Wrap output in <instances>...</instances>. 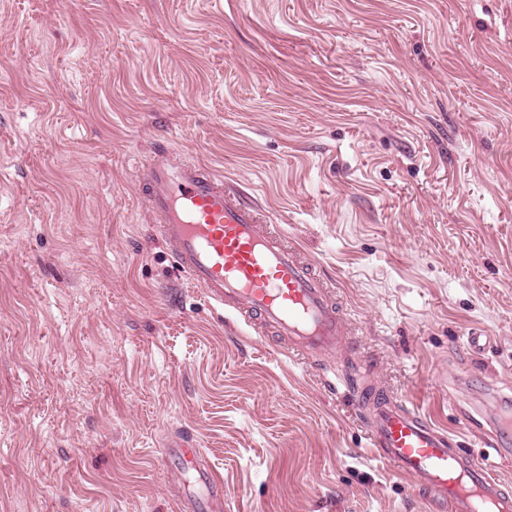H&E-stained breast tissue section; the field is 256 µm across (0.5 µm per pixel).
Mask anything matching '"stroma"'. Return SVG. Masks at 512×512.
<instances>
[{
    "instance_id": "1",
    "label": "stroma",
    "mask_w": 512,
    "mask_h": 512,
    "mask_svg": "<svg viewBox=\"0 0 512 512\" xmlns=\"http://www.w3.org/2000/svg\"><path fill=\"white\" fill-rule=\"evenodd\" d=\"M157 140L333 282L346 385L179 269ZM349 386L476 453L512 393V0H0V512H186L185 437L222 512H429ZM192 439L183 441L169 449V457L183 464L186 460H196L198 484L201 492L188 501L190 512H218L222 510L223 487L214 471L198 462V448Z\"/></svg>"
}]
</instances>
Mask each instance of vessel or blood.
Wrapping results in <instances>:
<instances>
[{
  "instance_id": "1",
  "label": "vessel or blood",
  "mask_w": 512,
  "mask_h": 512,
  "mask_svg": "<svg viewBox=\"0 0 512 512\" xmlns=\"http://www.w3.org/2000/svg\"><path fill=\"white\" fill-rule=\"evenodd\" d=\"M139 191L178 267L225 316L271 330L302 360L334 357L349 344L328 280L240 187L156 148ZM354 397L366 411L370 448L426 494L433 512H512V491L493 474L495 459L507 454L503 438L512 433L511 396H499L495 413L469 419L471 428L492 432L482 457L389 394L363 390ZM196 471L201 491L189 500L190 512H220L219 478L199 464Z\"/></svg>"
}]
</instances>
